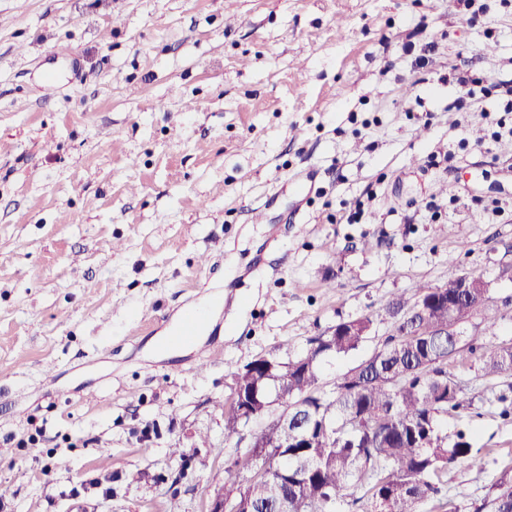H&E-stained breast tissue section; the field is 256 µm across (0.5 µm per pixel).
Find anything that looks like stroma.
Masks as SVG:
<instances>
[{
  "label": "stroma",
  "instance_id": "35a3bbf8",
  "mask_svg": "<svg viewBox=\"0 0 512 512\" xmlns=\"http://www.w3.org/2000/svg\"><path fill=\"white\" fill-rule=\"evenodd\" d=\"M483 2L0 0V512H206L236 373L370 316L331 389L416 283L481 276L495 324L467 333L512 341V139L440 81L512 75V10ZM448 372L471 408L439 425L485 465L421 512H476L512 477V375Z\"/></svg>",
  "mask_w": 512,
  "mask_h": 512
}]
</instances>
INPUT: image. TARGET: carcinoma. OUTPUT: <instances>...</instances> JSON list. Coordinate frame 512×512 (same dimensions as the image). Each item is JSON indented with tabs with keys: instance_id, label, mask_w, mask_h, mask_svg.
I'll return each instance as SVG.
<instances>
[{
	"instance_id": "cac0c4a2",
	"label": "carcinoma",
	"mask_w": 512,
	"mask_h": 512,
	"mask_svg": "<svg viewBox=\"0 0 512 512\" xmlns=\"http://www.w3.org/2000/svg\"><path fill=\"white\" fill-rule=\"evenodd\" d=\"M458 292L451 279L443 288L418 283L411 297L390 301L384 313L392 330L383 347L358 366V375L349 370L338 376L324 397L323 363L358 349L370 317L336 324L333 335L311 340L295 358L269 357L275 365L271 387L288 392V403L264 415L267 422L252 434L256 447L224 468V491L235 493L225 500L227 512H336L338 503L357 509L364 500L371 505L365 512H419L422 503L441 494L448 465H482L480 450L465 433L450 436L437 427L441 417L469 408L464 389L448 375V361L465 346L476 351L474 338L454 344L435 335L448 322V304L461 302ZM467 294L483 321L493 324L488 289ZM418 305L425 308L419 323L399 321L397 311ZM479 360L487 374H511L512 343L482 348ZM296 402L316 413L315 432L307 438L282 425ZM242 431L237 416L225 412L224 437ZM287 438L291 446L280 447ZM352 485L364 488L365 497L346 501ZM485 506L512 512L511 478L500 481Z\"/></svg>"
}]
</instances>
